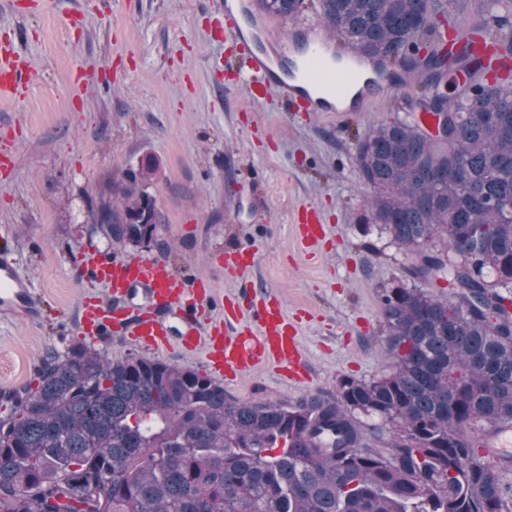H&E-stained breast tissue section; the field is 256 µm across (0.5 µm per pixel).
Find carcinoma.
<instances>
[{"label": "carcinoma", "instance_id": "1", "mask_svg": "<svg viewBox=\"0 0 512 512\" xmlns=\"http://www.w3.org/2000/svg\"><path fill=\"white\" fill-rule=\"evenodd\" d=\"M256 2L289 21L304 4ZM318 2L328 36L413 73L417 105L451 119L446 139L413 111L357 143L371 189L358 221L418 257L421 285L381 295L386 370L330 398L238 402L189 366L72 345L8 398L0 512H504L512 485L477 426L512 422V0H480L499 34L482 83L467 48L416 60L444 37L448 0ZM157 172L127 171L94 212L111 244H148L164 223L147 193ZM436 235L443 247L420 254ZM362 416L382 420L389 451Z\"/></svg>", "mask_w": 512, "mask_h": 512}]
</instances>
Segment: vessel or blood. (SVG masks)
Returning a JSON list of instances; mask_svg holds the SVG:
<instances>
[{
	"label": "vessel or blood",
	"mask_w": 512,
	"mask_h": 512,
	"mask_svg": "<svg viewBox=\"0 0 512 512\" xmlns=\"http://www.w3.org/2000/svg\"><path fill=\"white\" fill-rule=\"evenodd\" d=\"M224 37L238 51V81L253 100L279 96L290 109L309 112H360L385 91L403 87L392 77L386 63H374L379 83L359 96H352L358 80L349 68L355 50L339 45L316 25L290 26L285 37H277L275 20L259 11L255 0H224ZM34 71L13 61L9 50L0 51V100L8 101L25 91ZM303 238L318 244L325 229L312 210L296 215ZM91 276L108 287L107 300L85 298L79 308L77 327L87 336L119 333L138 341L145 349L162 351L178 341L188 352L205 355L209 376L216 381L235 380L270 358L282 364L290 379L306 374L299 329L278 299L250 290L249 311H241L229 300L220 306L221 318H214L215 306L208 282L177 275L162 258L141 259L92 250L82 258ZM131 294L143 298L138 310L123 304ZM21 311L30 321H39L43 308L31 280L20 277L11 260L0 258V311ZM177 318L178 338H171L167 317ZM250 326H242L243 317ZM488 448L500 458H512V423L504 422L489 433Z\"/></svg>",
	"instance_id": "obj_1"
}]
</instances>
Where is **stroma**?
<instances>
[{
	"mask_svg": "<svg viewBox=\"0 0 512 512\" xmlns=\"http://www.w3.org/2000/svg\"><path fill=\"white\" fill-rule=\"evenodd\" d=\"M0 45L36 79L0 103V254L32 278L42 322L0 314V396L35 384L43 363L82 342L84 295L105 296L80 256L98 248L207 279L216 297L275 295L299 323L310 368L301 383L268 365L225 385L226 396L291 402L334 395L341 378L385 370L380 297L410 282V253L363 226L369 187L358 140L414 98L407 86L364 112H289L252 100L224 65L222 0H0ZM153 161L148 192L165 216L145 246L112 247L92 220L126 170ZM325 226L305 245L294 216ZM248 247L244 273L225 253Z\"/></svg>",
	"mask_w": 512,
	"mask_h": 512,
	"instance_id": "obj_1",
	"label": "stroma"
}]
</instances>
